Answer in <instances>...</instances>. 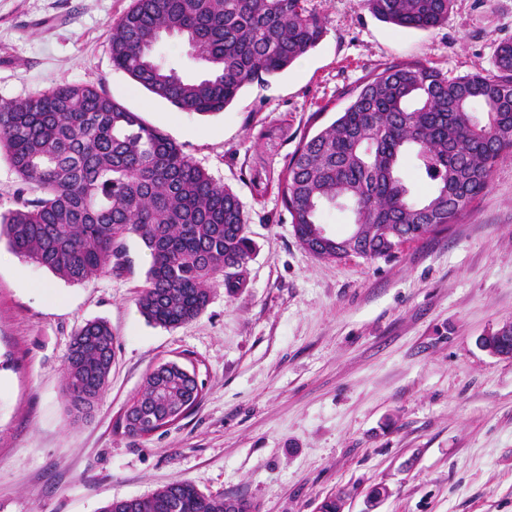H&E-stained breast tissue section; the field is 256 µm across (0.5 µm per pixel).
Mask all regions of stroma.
I'll list each match as a JSON object with an SVG mask.
<instances>
[{
  "mask_svg": "<svg viewBox=\"0 0 512 512\" xmlns=\"http://www.w3.org/2000/svg\"><path fill=\"white\" fill-rule=\"evenodd\" d=\"M132 0H0V105L94 84L161 128L240 198L253 250L246 288L216 287L203 314L148 323L135 298L149 255L70 284L0 241V512H100L176 479L252 512H512V359L478 340L512 321V153L446 232L395 259L315 258L275 186L304 135L347 89L395 60L452 75L493 72L512 0H453L430 31L395 27L359 0H306L326 21L291 67L246 85L224 112H184L112 65L110 26ZM112 328L107 389L77 419L64 399L75 331ZM195 372L198 404L141 439L118 420L146 374Z\"/></svg>",
  "mask_w": 512,
  "mask_h": 512,
  "instance_id": "stroma-1",
  "label": "stroma"
}]
</instances>
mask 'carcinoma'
<instances>
[{
  "mask_svg": "<svg viewBox=\"0 0 512 512\" xmlns=\"http://www.w3.org/2000/svg\"><path fill=\"white\" fill-rule=\"evenodd\" d=\"M362 4L386 22L429 31L448 22L452 0ZM110 31L115 67L185 112L214 115L247 84L314 48L325 25L305 0H133ZM169 36L181 40L199 76H183L158 53ZM493 65L490 74L450 76L394 61L369 73L277 176L299 243L318 259L349 257L336 240L315 235L321 208L338 201L355 209L352 252L367 259H390L453 223L512 152V40L497 45ZM0 148L22 185L15 207L0 212V235L19 257L82 283L112 269L134 235L151 258L137 306L169 329L197 319L215 286L229 294L246 287L252 243L239 197L103 88L62 85L1 105ZM407 154L431 185L422 201L399 174ZM27 186L41 195L24 197ZM112 358L107 323L88 321L72 337L64 397L75 417L94 411ZM191 399L188 378L166 362L146 376L132 406L164 412ZM174 501L179 512H244L181 479L102 512H169Z\"/></svg>",
  "mask_w": 512,
  "mask_h": 512,
  "instance_id": "obj_1",
  "label": "carcinoma"
}]
</instances>
